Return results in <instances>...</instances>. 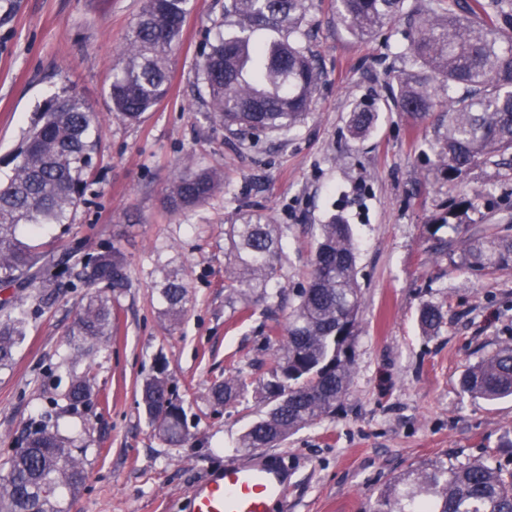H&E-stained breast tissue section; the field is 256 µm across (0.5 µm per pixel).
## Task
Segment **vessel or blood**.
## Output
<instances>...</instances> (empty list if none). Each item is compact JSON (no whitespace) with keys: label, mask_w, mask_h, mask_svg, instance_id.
I'll list each match as a JSON object with an SVG mask.
<instances>
[{"label":"vessel or blood","mask_w":512,"mask_h":512,"mask_svg":"<svg viewBox=\"0 0 512 512\" xmlns=\"http://www.w3.org/2000/svg\"><path fill=\"white\" fill-rule=\"evenodd\" d=\"M286 480L281 466L269 455L249 465H228L196 486L190 494L191 512H268L272 501L283 499Z\"/></svg>","instance_id":"obj_1"}]
</instances>
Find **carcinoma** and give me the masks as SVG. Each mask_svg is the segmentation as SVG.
Here are the masks:
<instances>
[{
  "instance_id": "cac0c4a2",
  "label": "carcinoma",
  "mask_w": 512,
  "mask_h": 512,
  "mask_svg": "<svg viewBox=\"0 0 512 512\" xmlns=\"http://www.w3.org/2000/svg\"><path fill=\"white\" fill-rule=\"evenodd\" d=\"M406 0H336L341 23L370 33L407 17L412 68L395 76V105L414 121L430 116L444 95L447 112L437 135L439 166L452 180L506 153L512 154V32L498 26L481 0H452L434 18L405 13ZM307 0H224V21L202 54L198 75L208 92L209 118L229 131L255 136L291 130L302 123L321 78L307 43L303 22ZM188 0H145L142 12L113 68L112 112L139 123L166 97L171 54L179 42ZM374 113H351L349 133L365 136ZM98 133L94 108L64 89L35 112L15 157L12 175L0 182V287L27 288L50 276L54 263L17 234H32L65 224L87 191ZM222 185L218 172L191 163L166 188L174 212L205 203ZM461 244L460 267L484 273L512 264V235L486 236L467 225H454ZM232 262L226 267V298L243 311L259 301L280 298V246L276 225L251 214L227 232ZM357 247L341 217L320 225L307 285L296 292L284 329H271L266 341L278 355L261 384L273 402L268 413L242 437L244 448H272L299 429L328 416L346 395L353 369L352 346L361 308ZM88 289L71 342L88 356L112 335V306L105 291L129 287L123 257L99 253L92 266L76 273ZM188 289L176 274L165 277L162 314L178 320ZM38 306L0 305V370L12 366ZM422 326L435 331L441 310L425 305ZM464 388L493 401L512 397V346L484 358L463 380ZM253 381L237 372L212 389L217 405L246 397ZM88 381L70 372L55 408L32 420L17 448L0 464V512H67L87 478L85 449L58 426L65 410L86 404ZM141 401L149 423L168 445L186 444L182 405L167 380L145 382ZM377 512H512V473L482 461L455 466L440 459L389 484L379 495Z\"/></svg>"
}]
</instances>
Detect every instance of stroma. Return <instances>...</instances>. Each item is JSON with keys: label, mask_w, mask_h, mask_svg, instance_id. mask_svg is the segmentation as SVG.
<instances>
[{"label": "stroma", "mask_w": 512, "mask_h": 512, "mask_svg": "<svg viewBox=\"0 0 512 512\" xmlns=\"http://www.w3.org/2000/svg\"><path fill=\"white\" fill-rule=\"evenodd\" d=\"M143 6L0 0V179L11 175L35 111L61 88L91 103L100 127L85 204L35 239L48 256H70V266L32 288H0V301L50 298L12 367L0 370V461L50 409L54 380L68 375L86 294L68 285L74 268L113 246L130 286L112 301L110 339L78 365L90 380L88 404L59 420L88 449L87 479L69 512H188L194 483L253 462L257 449L240 441L269 402L254 391L217 406L211 391L238 370L263 379L277 352L266 336L288 321V307L259 306L246 319L224 298V230L258 212L282 231L281 282L292 294L307 283L319 226L341 216L354 233L362 293L348 392L333 414L273 447L288 490L269 512H375L382 488L444 457L512 471V398L489 402L462 386L469 369L512 345V265L476 277L459 268L458 252L436 249L437 239L453 237L445 221L466 196L479 204L462 224L489 233L512 227V158L448 179L434 152L435 118L412 122L391 97L406 66L398 54L404 22L361 37L339 23L335 0L308 4L305 27L322 78L296 128L255 138L206 118L197 64L224 0H189L166 98L142 122H122L108 91ZM358 106L376 114L361 139L348 131ZM189 155L223 172L224 185L174 213L165 189ZM170 271L188 286L175 324L162 317L159 295ZM425 304L442 310L436 331L419 323ZM158 375L186 412L190 436L179 448L153 430L141 402L142 383Z\"/></svg>", "instance_id": "stroma-1"}]
</instances>
